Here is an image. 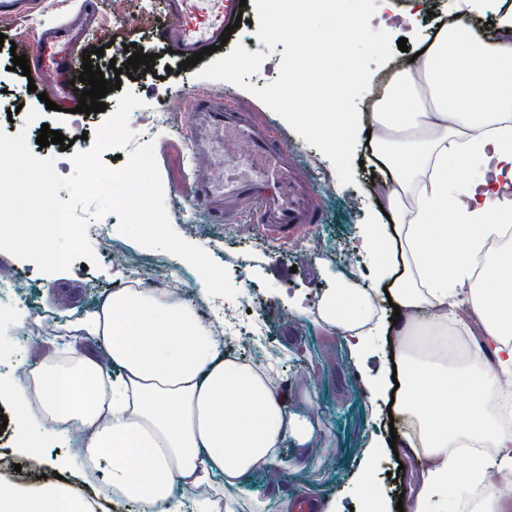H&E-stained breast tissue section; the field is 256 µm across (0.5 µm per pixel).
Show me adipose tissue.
Listing matches in <instances>:
<instances>
[{"label": "adipose tissue", "instance_id": "ef3b65f1", "mask_svg": "<svg viewBox=\"0 0 512 512\" xmlns=\"http://www.w3.org/2000/svg\"><path fill=\"white\" fill-rule=\"evenodd\" d=\"M372 126L389 223L356 230L400 317L386 321L374 292L332 266L316 317L344 338L373 392L395 389L398 414L418 424L403 442L423 463L405 512H456L477 486V512H512L495 482L512 472V8L490 40L460 21L438 30ZM462 300L479 339L457 362L448 323ZM223 323L168 288H118L80 325L97 352L71 336L38 366L17 367L0 384L12 450L54 477H0V512H95L113 499L136 512H236L235 493L256 477L273 490L287 480L286 444L317 463L314 412L293 411L271 364L225 357ZM380 333L391 357L375 352ZM59 440L75 453L46 457Z\"/></svg>", "mask_w": 512, "mask_h": 512}]
</instances>
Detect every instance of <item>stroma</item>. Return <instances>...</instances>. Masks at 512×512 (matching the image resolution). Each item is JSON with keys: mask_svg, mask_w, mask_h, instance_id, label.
Wrapping results in <instances>:
<instances>
[{"mask_svg": "<svg viewBox=\"0 0 512 512\" xmlns=\"http://www.w3.org/2000/svg\"><path fill=\"white\" fill-rule=\"evenodd\" d=\"M71 0H48L46 11L24 20L0 22V33L6 43L0 46V127L9 135L26 131L31 150L40 158L56 160V170L67 176L73 165L67 152L59 145H36L35 140L42 125L59 129L74 148L89 149L90 136L102 125L106 112L117 108V92L108 93L104 101L106 112L86 115L47 109L37 93L28 89V79L21 72L10 69L11 58L7 42L25 44L32 31L51 16L65 12ZM101 11L100 27L88 37L90 48L95 49L92 64L98 65L105 79H120L121 89L132 91L143 102L135 109L130 124L142 125L160 106L172 109L169 132H151L155 154L161 172L165 203L169 210L188 211L194 223L206 225L208 235L197 238L210 257L229 272L231 282L237 286L236 298L253 305V316L260 320L267 346L280 352L279 374L282 389L287 392L294 409L313 405L318 412L321 428L326 433V445L318 464L290 474L283 494L294 499L305 496L311 500L337 497L343 512H362L363 506L355 491V481L360 470L363 448L378 446L380 454L375 465L376 485L381 495L390 502H397L400 494L408 493L410 480L418 474L420 463L412 455H394L389 444L391 430H402V418H390L391 400L375 397L369 390L366 374L356 370L349 357L347 344L335 331L328 330L314 321L312 310L323 292L332 288V280L324 275L322 264L325 253L337 241L346 240L354 250L352 269L359 275L361 285H373L375 261L361 247L356 235L360 224L385 223L384 214L375 201L376 185L373 175L378 167L367 144L373 111L372 93H364L357 101L361 135L354 158L359 165L354 169V181L341 183L330 160L316 147L309 145L284 121L246 90H238L235 106L250 113L256 122L269 126L294 150L300 160L298 172L308 183L322 213V222L308 230L304 237L288 246H271L260 240L249 228L248 216L236 222L213 224L207 214L189 198V185L193 166L187 149L183 129L187 121V96L189 92L220 93L224 82L196 77L193 68H180V59L171 54L161 35L167 23L163 0H98ZM386 12L392 20L387 23L392 40L406 39V51L395 52L383 66L376 68L375 76L396 75L409 64L411 54L421 51L435 32L453 21L457 13L452 0H391ZM242 20L234 29L228 44L222 46L221 55H228L234 44L247 46L250 52L265 53L266 59L248 81L264 87L279 75L283 45L267 49L256 39L257 13L253 0L242 7ZM136 44L159 54L161 66L153 68L141 79L131 80L128 75H115L110 62L124 64L129 58L124 47ZM15 104L19 113L7 114V104ZM35 108L41 116L37 122L26 124L25 112ZM114 240L125 252L140 257L145 263L164 261L169 274L188 275L184 300L195 305L197 284L192 281V267L182 259L162 250L147 249L121 233H114ZM249 254L245 269H238L235 262L240 254ZM97 263L89 267L87 275L92 287L79 294L77 305L53 299L50 291L59 280H80L77 268L40 274L38 282L29 291V304H17L4 310L0 308V382H7L13 372L16 357L13 344L20 325L29 323L33 311L55 314L59 330H66L77 323L95 303L100 294L124 287L127 283L124 270L105 257L102 250H95ZM293 267L287 279L274 278L272 264Z\"/></svg>", "mask_w": 512, "mask_h": 512, "instance_id": "obj_1", "label": "stroma"}]
</instances>
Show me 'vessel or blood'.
I'll return each mask as SVG.
<instances>
[{"instance_id":"1","label":"vessel or blood","mask_w":512,"mask_h":512,"mask_svg":"<svg viewBox=\"0 0 512 512\" xmlns=\"http://www.w3.org/2000/svg\"><path fill=\"white\" fill-rule=\"evenodd\" d=\"M165 8L170 23L163 37L187 58L218 44L234 20V0H165ZM98 11L97 0H79L75 13L35 33L28 52L30 75L51 98L77 104L80 58ZM188 110L186 135L196 162L192 200L212 222L226 223L248 213L265 239L280 244L320 222L309 189L295 173L291 150L268 128L206 93L191 95Z\"/></svg>"}]
</instances>
